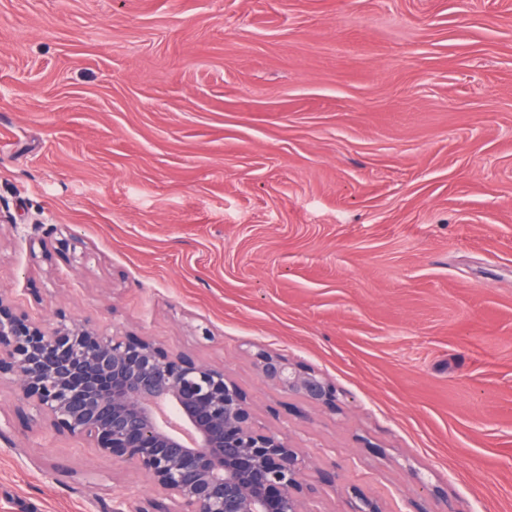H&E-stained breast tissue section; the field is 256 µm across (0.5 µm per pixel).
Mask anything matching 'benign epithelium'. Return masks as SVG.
<instances>
[{
    "label": "benign epithelium",
    "mask_w": 512,
    "mask_h": 512,
    "mask_svg": "<svg viewBox=\"0 0 512 512\" xmlns=\"http://www.w3.org/2000/svg\"><path fill=\"white\" fill-rule=\"evenodd\" d=\"M254 357L268 384L336 411V388L313 370L265 350ZM2 382L37 427L145 474L157 496L133 512H311L300 449L257 425L222 369L188 354L62 313L48 323L0 293ZM355 498L352 512H383Z\"/></svg>",
    "instance_id": "obj_1"
}]
</instances>
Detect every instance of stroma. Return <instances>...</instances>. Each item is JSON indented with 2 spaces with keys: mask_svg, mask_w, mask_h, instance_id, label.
<instances>
[{
  "mask_svg": "<svg viewBox=\"0 0 512 512\" xmlns=\"http://www.w3.org/2000/svg\"><path fill=\"white\" fill-rule=\"evenodd\" d=\"M0 210L1 294L223 369L315 512H512V0H0ZM17 408L0 512L152 495ZM254 357L268 384L296 394L311 405L336 411V388L313 370L265 350L257 351Z\"/></svg>",
  "mask_w": 512,
  "mask_h": 512,
  "instance_id": "35a3bbf8",
  "label": "stroma"
}]
</instances>
